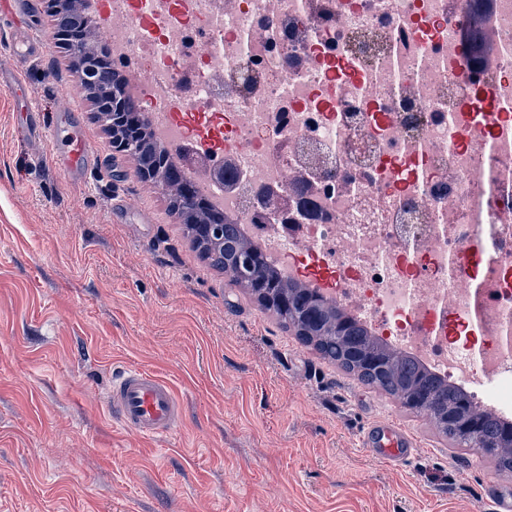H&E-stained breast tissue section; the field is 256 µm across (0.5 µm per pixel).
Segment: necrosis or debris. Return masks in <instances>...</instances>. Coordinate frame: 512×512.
Wrapping results in <instances>:
<instances>
[{"label": "necrosis or debris", "instance_id": "1", "mask_svg": "<svg viewBox=\"0 0 512 512\" xmlns=\"http://www.w3.org/2000/svg\"><path fill=\"white\" fill-rule=\"evenodd\" d=\"M156 39L110 0L107 49L165 147L184 130L170 109L224 131L233 187L194 171L198 190L305 280L340 274L332 297L394 349L478 403L512 411V111L471 127L469 66L455 36L467 0H146ZM436 26L427 47L409 33ZM500 52L484 80L512 99V0H497ZM359 69L336 80L331 60ZM305 194L289 229L253 206L258 188ZM483 252L464 287L452 259ZM481 315L470 333V310Z\"/></svg>", "mask_w": 512, "mask_h": 512}]
</instances>
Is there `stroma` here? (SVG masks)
I'll return each mask as SVG.
<instances>
[{"instance_id":"obj_1","label":"stroma","mask_w":512,"mask_h":512,"mask_svg":"<svg viewBox=\"0 0 512 512\" xmlns=\"http://www.w3.org/2000/svg\"><path fill=\"white\" fill-rule=\"evenodd\" d=\"M27 95L0 88V512H494L512 476L347 375L199 257L53 42L43 0ZM99 161L71 183L24 145L25 102L60 100ZM116 367L172 385L162 440L117 426ZM394 422L416 450L364 446Z\"/></svg>"}]
</instances>
